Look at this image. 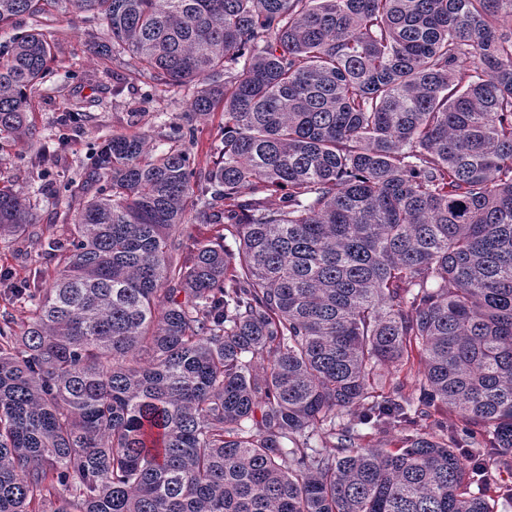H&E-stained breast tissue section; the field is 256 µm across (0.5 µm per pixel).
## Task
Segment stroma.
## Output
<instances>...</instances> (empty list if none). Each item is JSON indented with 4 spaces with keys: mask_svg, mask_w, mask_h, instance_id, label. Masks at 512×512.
<instances>
[{
    "mask_svg": "<svg viewBox=\"0 0 512 512\" xmlns=\"http://www.w3.org/2000/svg\"><path fill=\"white\" fill-rule=\"evenodd\" d=\"M55 36L49 72L29 93L33 138L0 143V181L22 191L36 215L23 235L0 238V271L17 276L39 268L53 276L55 264L38 250L37 240L65 238L74 210L85 199V180L93 156L110 137L138 131L149 145L168 147L173 125L190 127L182 142L194 169L211 167L224 129V114L198 115L179 88L150 87L137 73L94 56L90 42L109 43L98 20L68 8L54 11L48 23ZM80 113L66 138L57 135L66 111Z\"/></svg>",
    "mask_w": 512,
    "mask_h": 512,
    "instance_id": "35a3bbf8",
    "label": "stroma"
}]
</instances>
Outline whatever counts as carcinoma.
<instances>
[{"mask_svg":"<svg viewBox=\"0 0 512 512\" xmlns=\"http://www.w3.org/2000/svg\"><path fill=\"white\" fill-rule=\"evenodd\" d=\"M56 2L0 0V29ZM67 4L222 107V148L203 173L137 132L97 152L43 242L55 275L15 288L21 332L0 323V512L511 503L477 475L512 470V0ZM51 54L39 30L0 53V139L34 135ZM190 209L215 234L179 263ZM32 223L1 186L0 235ZM415 363L417 399L383 392Z\"/></svg>","mask_w":512,"mask_h":512,"instance_id":"cac0c4a2","label":"carcinoma"}]
</instances>
